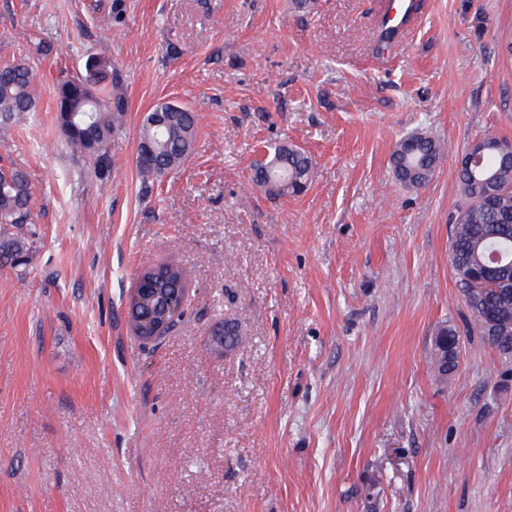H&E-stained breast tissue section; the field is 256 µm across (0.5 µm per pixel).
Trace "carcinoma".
Returning a JSON list of instances; mask_svg holds the SVG:
<instances>
[{
	"instance_id": "1",
	"label": "carcinoma",
	"mask_w": 512,
	"mask_h": 512,
	"mask_svg": "<svg viewBox=\"0 0 512 512\" xmlns=\"http://www.w3.org/2000/svg\"><path fill=\"white\" fill-rule=\"evenodd\" d=\"M110 79L115 91L104 93L101 83ZM95 88L97 105L84 99V92L75 84V77L61 74L56 79L55 94L59 123L69 121L71 127L67 142L74 153L94 161L100 169L110 168L108 145L112 132L127 112V100L118 91L119 80L112 64L103 68ZM37 75L26 61L0 64V136L7 134L21 115L36 109ZM168 112V103L158 102L142 117L139 127L137 151L148 150L147 161L135 160L144 186L157 178L178 170L193 150L198 133L197 115L186 108L169 112V121L162 129L152 126L155 112ZM93 128L95 146L89 147L87 128ZM484 147L483 166L495 174V192L473 180L462 168L458 171V187L462 204L449 219L452 226L450 262L457 284L474 315L472 331L504 358L512 357V282L491 295L476 296L470 292L471 284L462 273L480 264L509 267L512 275V240L503 236L501 225L512 221V160H504L498 152L502 139L494 133L481 138ZM441 159V146L431 136L418 133L395 144L392 164L395 177L401 183L420 189L435 172ZM313 175V161L297 147L286 143L269 148L264 158L254 163L251 179L274 196H296L302 193ZM32 184L27 173L14 166L0 167V263L17 267L23 265L30 246L29 238L9 232L31 219ZM140 278L152 281L166 293L188 283V272L178 262L147 265ZM224 349L230 351L244 339L245 330L235 320L222 325ZM439 333L453 339L448 351L433 352L437 378L444 380L458 366L460 334L451 325L439 327Z\"/></svg>"
}]
</instances>
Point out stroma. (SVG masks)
I'll return each mask as SVG.
<instances>
[{
  "label": "stroma",
  "instance_id": "stroma-1",
  "mask_svg": "<svg viewBox=\"0 0 512 512\" xmlns=\"http://www.w3.org/2000/svg\"><path fill=\"white\" fill-rule=\"evenodd\" d=\"M420 7L387 45L378 0H0V62L41 75L0 138L36 231L0 266V512H512V357L470 333L448 223L469 146L512 142V0ZM94 55L128 100L105 179L52 93ZM163 99L199 129L147 188L139 125ZM414 133L442 148L421 189L392 174ZM281 142L314 160L301 195L251 180ZM173 255L185 312L147 344L125 304ZM227 319L231 351L208 342ZM444 324L464 344L440 381Z\"/></svg>",
  "mask_w": 512,
  "mask_h": 512
}]
</instances>
